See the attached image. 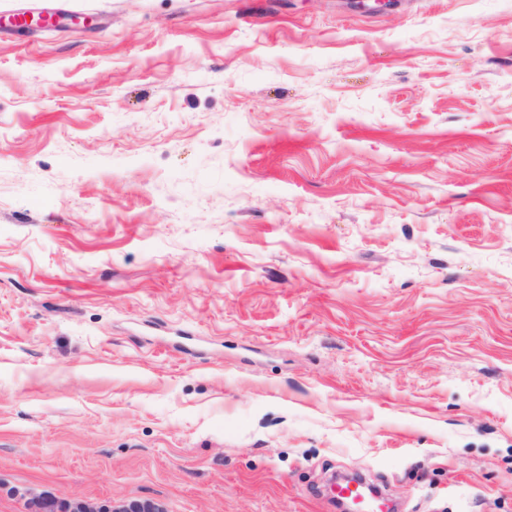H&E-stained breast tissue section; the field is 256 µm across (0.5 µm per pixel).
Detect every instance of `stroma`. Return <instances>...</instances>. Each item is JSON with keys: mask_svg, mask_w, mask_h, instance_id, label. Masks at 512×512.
<instances>
[{"mask_svg": "<svg viewBox=\"0 0 512 512\" xmlns=\"http://www.w3.org/2000/svg\"><path fill=\"white\" fill-rule=\"evenodd\" d=\"M0 0V512H512V0ZM63 512H168L165 505L154 499H131L122 501H100L77 498L66 501Z\"/></svg>", "mask_w": 512, "mask_h": 512, "instance_id": "obj_1", "label": "stroma"}]
</instances>
